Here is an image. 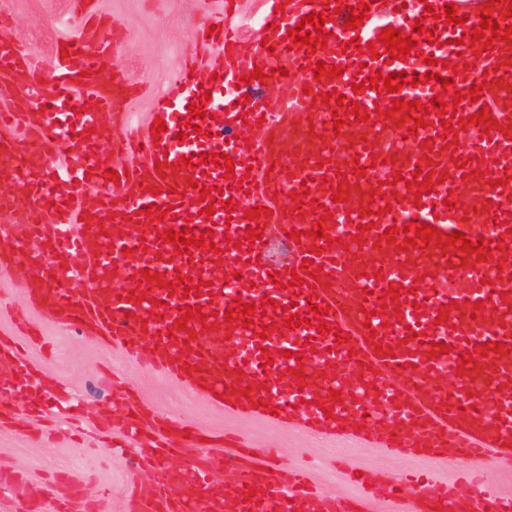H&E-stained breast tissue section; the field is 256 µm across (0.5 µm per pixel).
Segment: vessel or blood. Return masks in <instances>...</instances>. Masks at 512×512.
<instances>
[{"label":"vessel or blood","mask_w":512,"mask_h":512,"mask_svg":"<svg viewBox=\"0 0 512 512\" xmlns=\"http://www.w3.org/2000/svg\"><path fill=\"white\" fill-rule=\"evenodd\" d=\"M364 2L368 14L349 31L346 0H262L269 27L264 45L242 40L216 21L207 41L218 47V57L186 65L169 80L154 110L164 132L122 140L121 149L141 152L144 162L130 170L117 166L111 182L93 152L63 177L54 176L49 163L74 141L93 145L128 124V106L141 88L111 68L120 40L116 23L92 15L87 0H73L83 26L77 37L57 42L45 81L21 47L0 53V70L11 72L28 96L16 120L31 137L6 157L26 172L21 185L29 193L31 219L1 225L0 238L25 256L23 286L36 297L40 318L58 329L94 327L127 358L149 361L230 417L294 430L331 449L383 448L408 458L448 452L462 463L454 482L425 473L330 499L313 474L271 468L267 453L243 435H229L232 452L224 466L237 478L218 490L211 470L200 464L184 473L160 466L166 448L190 451L201 440L199 432L178 430L165 442L143 445L141 457L156 474L149 486L132 485L127 512H373L380 503L394 512L422 504L427 512H512V496L487 478L500 458L512 457V182L496 184L491 171L496 164L512 166V60L502 61L495 40L483 77L467 64L475 53L468 42L473 27L481 16L498 17L499 8L472 11L466 23L446 25L437 21L446 0ZM326 7L333 14L323 30L334 33V49L292 42L290 28ZM419 19L432 30L431 41L407 57L381 59L380 31L392 27L412 36ZM354 37L359 46L351 45ZM372 41L375 52L365 51ZM283 60L306 76L305 84L276 74ZM438 60L444 69L435 68ZM321 61L343 67L342 76L317 77ZM257 68L263 72L259 80L251 76ZM107 69L108 83L101 79ZM401 71L430 80L394 95L362 85L365 76ZM444 77L458 90L480 85L477 102L462 100L452 115L392 111L393 98L426 103L440 95ZM81 86L92 90L93 109L66 111ZM258 89L288 95L290 112L277 116L257 107L241 117L235 98ZM332 91L358 103L364 121L346 113L336 128L329 112L298 111L307 95ZM206 93V117L191 119L190 105ZM483 107L492 122L488 130L470 120ZM210 151L231 156L233 172L213 163L194 169L179 163ZM417 171L429 175V192L409 187ZM210 187L217 195L207 219L199 197ZM337 191L342 201H333ZM294 192L302 193V203L291 200ZM244 194L271 211L257 218L263 236L250 248L244 245L243 212L225 208L227 200ZM153 204L174 213L146 216ZM414 220L444 234L483 237L490 251L478 257L454 242L408 246L402 227ZM318 222L334 243L312 257L307 231ZM187 227L212 231V245L170 261L164 235ZM390 227L397 231L394 241L382 240ZM273 229L287 261L270 259L266 235ZM294 229L300 239L290 238ZM220 249L225 270L240 273L237 288H225L216 274ZM145 269L160 273V284L142 283ZM296 276L302 285H293ZM75 279L88 282L89 290L66 289L65 281ZM187 279L200 284L199 296L184 297ZM394 284L403 285V294L381 305L380 296ZM133 291L138 297L132 301ZM263 296L278 301V309L255 313L247 327L238 318L225 320L234 301L248 304ZM291 303L307 319L309 304L327 309L328 332L308 326L284 331ZM196 305L202 317L179 328L186 307ZM340 333L347 343L337 344ZM487 342L502 344V351H483ZM266 351L274 359L269 366L262 359ZM298 367L304 377L293 376ZM30 377L24 361L0 350V399L25 405ZM57 483L62 491L53 512H69L81 481L64 475ZM252 488L257 494L251 501Z\"/></svg>","instance_id":"1"}]
</instances>
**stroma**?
I'll list each match as a JSON object with an SVG mask.
<instances>
[{
    "label": "stroma",
    "mask_w": 512,
    "mask_h": 512,
    "mask_svg": "<svg viewBox=\"0 0 512 512\" xmlns=\"http://www.w3.org/2000/svg\"><path fill=\"white\" fill-rule=\"evenodd\" d=\"M89 2L93 13L116 20L124 29L116 65L125 78L144 88L131 104L130 128L147 133L157 95L187 56L205 62L213 55V48L199 43L194 33L201 22L225 16V0ZM79 29L71 0H0V41L22 44L43 67L51 66L56 43L76 36ZM18 282L17 274L0 271V338L20 348L46 407H56L53 386L61 381L79 414L72 421L46 416L26 420L20 427L0 426V471L22 473L38 485L55 475L80 472L87 478L83 512H95L96 498L106 492L112 496L111 512H124L123 488L139 445L126 440L118 427L104 424L114 397L123 393L130 395L139 412L203 432L207 441L200 455L223 480L234 478L224 468V434L239 429L259 443L279 446L276 467L308 468L327 494L349 492V484L326 461L319 441H302L256 421L226 417L147 362L127 361L106 337L46 327ZM347 467L364 470L373 482L397 477L401 470L400 463L379 448L354 449Z\"/></svg>",
    "instance_id": "1"
}]
</instances>
